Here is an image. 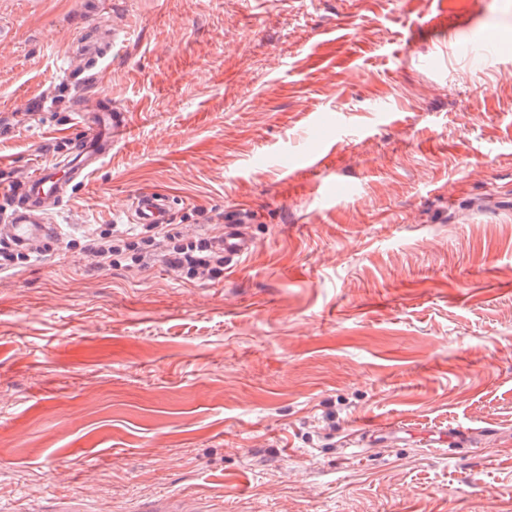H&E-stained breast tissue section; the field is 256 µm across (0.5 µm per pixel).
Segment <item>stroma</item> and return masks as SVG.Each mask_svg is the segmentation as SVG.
Listing matches in <instances>:
<instances>
[{
    "instance_id": "obj_1",
    "label": "stroma",
    "mask_w": 512,
    "mask_h": 512,
    "mask_svg": "<svg viewBox=\"0 0 512 512\" xmlns=\"http://www.w3.org/2000/svg\"><path fill=\"white\" fill-rule=\"evenodd\" d=\"M90 99L126 130L0 271V512H512V0H0V211ZM148 190L253 251L92 269Z\"/></svg>"
}]
</instances>
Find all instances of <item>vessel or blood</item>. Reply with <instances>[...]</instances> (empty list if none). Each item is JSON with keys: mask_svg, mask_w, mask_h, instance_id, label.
<instances>
[{"mask_svg": "<svg viewBox=\"0 0 512 512\" xmlns=\"http://www.w3.org/2000/svg\"><path fill=\"white\" fill-rule=\"evenodd\" d=\"M74 120L80 132L71 139V151L64 159L41 166L26 177L9 208L0 211V250L51 249L60 239L62 228L56 224L53 212L47 211V202H65L76 186L99 170L112 154L113 130L127 123L125 112H103L96 107L82 108ZM128 216L133 224H167L172 212L164 195L146 191L134 197ZM223 247L228 266L238 264L251 253L253 241L244 221L225 225Z\"/></svg>", "mask_w": 512, "mask_h": 512, "instance_id": "vessel-or-blood-1", "label": "vessel or blood"}]
</instances>
